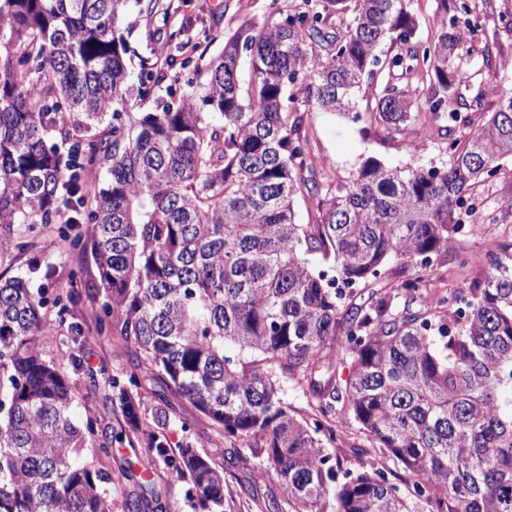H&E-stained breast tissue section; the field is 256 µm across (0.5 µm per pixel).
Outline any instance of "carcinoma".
<instances>
[{
  "label": "carcinoma",
  "instance_id": "1",
  "mask_svg": "<svg viewBox=\"0 0 512 512\" xmlns=\"http://www.w3.org/2000/svg\"><path fill=\"white\" fill-rule=\"evenodd\" d=\"M132 1L155 10L0 0V247L15 245L16 225L90 220L92 238L70 245L96 263L99 331L133 342L138 367L222 429L228 463L248 468L238 442L263 450L294 512H327L330 497L336 512H512V241L466 297L429 301L405 275L445 254L464 221L498 223L477 212L475 187L512 159V96L492 104L459 69L480 11L439 0L425 46L405 0H304L279 21L239 24L181 96L127 121V97L142 92L119 33ZM387 41L398 52L384 58ZM22 66L37 78L18 77ZM366 79L378 81L370 124L391 139L418 127L425 94L449 160L369 157L345 182L313 184L319 220L298 224L313 164L305 113L284 101L346 115ZM96 162L100 186L82 178ZM45 304L26 277L0 281V512H112L102 472L77 461L96 422L74 420L69 379L39 350ZM285 381L307 390L312 422L291 413ZM139 388L132 375L117 394L131 419ZM343 420L412 487L374 467L337 482L323 448ZM150 452L188 480L200 512H224L209 454L157 437ZM139 485L125 512L150 508V479Z\"/></svg>",
  "mask_w": 512,
  "mask_h": 512
}]
</instances>
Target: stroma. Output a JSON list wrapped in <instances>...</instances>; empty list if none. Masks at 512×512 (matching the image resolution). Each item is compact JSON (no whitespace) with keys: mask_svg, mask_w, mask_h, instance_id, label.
<instances>
[{"mask_svg":"<svg viewBox=\"0 0 512 512\" xmlns=\"http://www.w3.org/2000/svg\"><path fill=\"white\" fill-rule=\"evenodd\" d=\"M170 9V21L161 16L131 12L122 25L129 46V68L139 74L140 62L157 60L165 74L163 84L151 87L148 99H129V117L151 111L154 98L164 96L166 89L183 92L192 68L186 59L213 58L223 49L224 34L243 20H278L288 10H302L303 0H160ZM494 9L485 13L484 33L477 36L476 46L498 41L506 49L497 57V69L482 70L480 55L464 60L460 71L464 79L482 84L489 101L512 95V34L504 33L498 20L501 11H512V0H493ZM376 106L371 83H363L355 96L359 120L351 116L332 115L309 108L307 122L314 164L329 162L330 176L348 180L357 162L373 156L389 166L408 164L428 166L446 161L445 143L438 133L437 123H428L422 132L406 131L397 139L377 133L362 138L366 127L365 115ZM486 208L503 213L499 224H483L473 230H462L448 244L441 258L425 267H416L429 288L464 291L475 279L489 270L488 251L499 242L512 238V161H505L500 173L483 185ZM22 238L26 249H13L0 254V275L30 277L32 288H43L48 298L73 294L74 305L67 314L46 306V321L52 335L42 337L40 350L46 360L60 366L73 389V416L82 420H97L95 442L111 439L110 457L96 456L86 450L85 458L93 459L97 468L110 477L106 488L112 496V512H124L127 495L139 492L136 480L143 467H151V483L159 495L151 512H198L194 499L188 494L187 480L177 477L163 464L151 461L149 434L165 439L171 448L191 445L201 452L215 453L226 442L218 427L178 395L151 376L141 375V397L144 405L139 419L140 431H133L125 416L112 402L113 381H126L137 369V352L133 344L117 332H100L96 314L104 300V289L90 252L71 248L57 227L38 225L25 230ZM344 443L328 447L332 458L343 469L358 471L381 462L379 449L373 448L357 424H343ZM368 449L366 457H357L354 447ZM257 467L247 471L232 466L224 468V512H267L264 496L277 495L274 476L266 474L263 457H256ZM254 481L260 486L262 498H249L242 483Z\"/></svg>","mask_w":512,"mask_h":512,"instance_id":"35a3bbf8","label":"stroma"}]
</instances>
